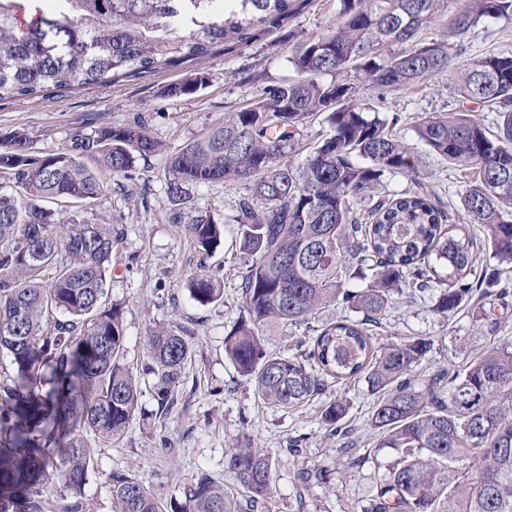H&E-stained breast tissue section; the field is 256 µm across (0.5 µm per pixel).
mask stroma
<instances>
[{
  "label": "stroma",
  "mask_w": 512,
  "mask_h": 512,
  "mask_svg": "<svg viewBox=\"0 0 512 512\" xmlns=\"http://www.w3.org/2000/svg\"><path fill=\"white\" fill-rule=\"evenodd\" d=\"M338 22L337 0H304L295 14L249 46L227 44L193 64L62 97L0 101V135L24 130L40 155L72 151L76 135L125 124L137 115L161 144L159 155L138 161L139 176L131 181L102 170L93 155H83L84 164L100 172L105 191L89 204L57 210L61 220L76 215L111 225L117 233L107 299L122 308L130 366L140 363L147 336L159 327L186 328L192 343L184 383L172 404L160 407L151 394H144L141 413L120 438L106 441L85 435L94 468L84 487L82 512H112L110 484L116 472H135L149 491L165 501L181 498L184 483L199 471L233 486L224 456L241 438L278 462L265 512H360L376 491V463L394 458L393 449L379 447V436L370 426L379 396L365 379L340 388L350 406L346 422L351 438L366 459L364 465L354 467L347 455L339 453L338 441L326 437L321 402L288 411L266 406L225 357L224 334L242 313L238 285L248 261L240 248L238 227L230 222L242 187L214 184L188 189L190 207L224 227L215 251L195 248L184 225L169 219L166 156L200 137L226 112L251 102L263 88L295 78L289 62L295 41ZM491 52L512 53V21L487 20L472 28L467 58L476 60ZM197 69L209 77L205 88L189 97L159 98L162 86ZM453 86L452 77H438L388 95L382 109L400 116L397 131L411 143L413 117L457 109ZM418 152L429 189L455 209V223H462L458 209L468 187L463 173L449 168L426 147ZM201 274L219 277L223 298L208 305L191 298L187 282ZM432 306L431 300L404 289L396 295L392 316L378 335L382 343L410 337L433 340L434 347L416 367L414 378H426L441 366L462 368L492 346L512 347V294L502 301L474 299L447 318L433 312ZM298 436L303 439L302 451L295 455L290 443ZM313 466L327 470L326 482L299 485L296 472Z\"/></svg>",
  "instance_id": "obj_1"
}]
</instances>
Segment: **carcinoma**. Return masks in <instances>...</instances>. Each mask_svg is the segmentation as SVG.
<instances>
[{"mask_svg":"<svg viewBox=\"0 0 512 512\" xmlns=\"http://www.w3.org/2000/svg\"><path fill=\"white\" fill-rule=\"evenodd\" d=\"M456 3L448 40L423 33ZM21 30L19 0H0V101L35 100L108 85L199 61L228 41L247 45L295 12L296 0H44ZM340 23L299 40L289 58L297 77L268 86L224 113L200 139L166 159L174 224L196 248L220 243L219 225L190 215L187 186H241L232 223L249 264L239 284L243 314L224 336V354L257 396L277 409L323 401L328 435L345 440L348 403L332 386L363 378L380 393L371 415L385 465L363 512H512V350L495 346L450 373L417 382L415 366L433 343L381 344L393 296L414 288L446 317L476 291L507 294L499 269L475 270L478 224L498 265H512V54H489L457 67L454 92L476 109L420 114L419 142L468 172L461 197L466 223L450 224L420 180L421 157L397 135L399 116L378 111L368 90H410L447 75L466 53L464 34L486 19L512 20V0H337ZM195 72L158 97L195 94ZM324 130L296 160L309 118ZM115 176L133 179L137 162L160 151L140 117L76 139ZM398 174L405 191L384 189ZM0 355L11 371L0 382V512H81L92 459L83 433L120 437L149 386L161 406L174 400L191 357L181 330L157 329L141 371L127 363L121 308L108 303L112 225L71 219L62 232L49 204H87L104 183L77 155L40 156L27 133L0 137ZM52 271L46 277V271ZM205 305L221 299L207 274L190 282ZM340 303L356 313L310 327L298 355L267 351L265 329L309 324ZM235 489L206 472L166 504L136 476L114 473L116 512H257L271 493L276 464L250 445L225 453ZM307 486L318 467L296 473ZM60 481L69 495L54 499Z\"/></svg>","mask_w":512,"mask_h":512,"instance_id":"obj_1","label":"carcinoma"}]
</instances>
